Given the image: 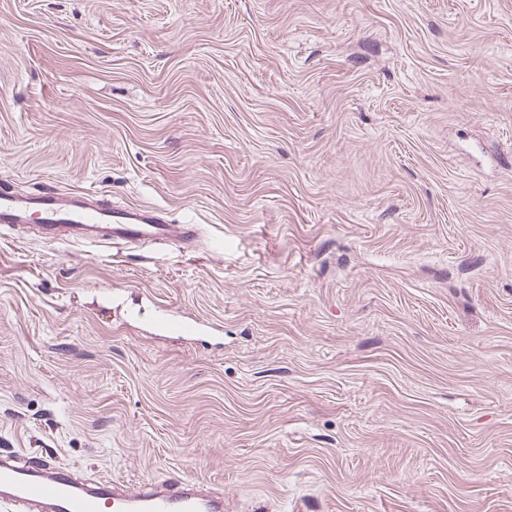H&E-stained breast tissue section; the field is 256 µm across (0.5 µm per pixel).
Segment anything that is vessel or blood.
<instances>
[{"label": "vessel or blood", "mask_w": 512, "mask_h": 512, "mask_svg": "<svg viewBox=\"0 0 512 512\" xmlns=\"http://www.w3.org/2000/svg\"><path fill=\"white\" fill-rule=\"evenodd\" d=\"M35 218L42 240L49 243H175L191 252L199 237L197 225L166 223L151 208L116 207L51 189L32 195L0 193V229ZM0 506H33L38 512H224L223 500L208 495L193 479L174 488L147 481L124 491L108 479L74 477L49 456L34 466L18 459L0 464Z\"/></svg>", "instance_id": "b4317fda"}]
</instances>
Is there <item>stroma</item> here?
<instances>
[{"mask_svg":"<svg viewBox=\"0 0 512 512\" xmlns=\"http://www.w3.org/2000/svg\"><path fill=\"white\" fill-rule=\"evenodd\" d=\"M47 187L198 248L0 233V455L512 512V0H0V189Z\"/></svg>","mask_w":512,"mask_h":512,"instance_id":"1","label":"stroma"}]
</instances>
